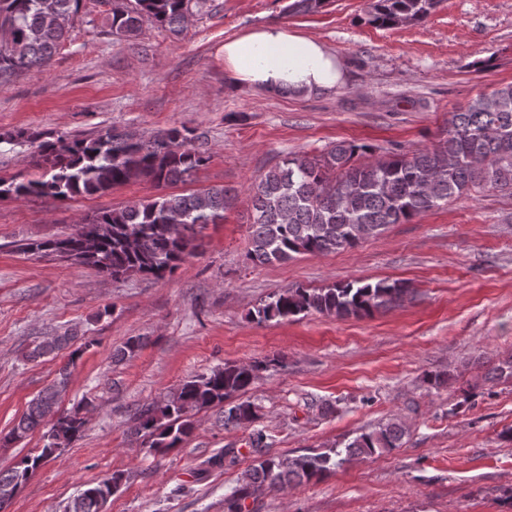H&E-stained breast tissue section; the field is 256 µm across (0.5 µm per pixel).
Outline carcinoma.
<instances>
[{
	"instance_id": "1",
	"label": "carcinoma",
	"mask_w": 512,
	"mask_h": 512,
	"mask_svg": "<svg viewBox=\"0 0 512 512\" xmlns=\"http://www.w3.org/2000/svg\"><path fill=\"white\" fill-rule=\"evenodd\" d=\"M81 0H0V85L25 69L43 68L68 38V26L51 20L78 14ZM326 0H292L293 13L314 12ZM435 0H370L367 23L393 28L426 18ZM204 13L208 0H116L112 33L135 39L149 19L180 35L190 8ZM46 164L38 178H0V197L30 196L67 199L102 194L142 177L159 186L175 184L205 166L210 156L192 144V131L171 128L152 140L108 129L91 139L63 138L45 142ZM372 153L366 144L339 142L320 155L295 154L269 170L252 188L254 221L250 224V257L261 265L283 263L296 254H323L353 248L390 224H406L421 214L465 194L475 185L512 186V84L478 94L468 106L451 113L443 137L431 151L388 153L358 163ZM233 196L222 187L188 195H158L122 208L97 213L79 229L61 238L20 245L24 253L49 252L97 268L114 279L141 275L163 279L192 254L197 230L224 219ZM409 288L388 279L353 280L329 288L300 286L280 290L250 313L259 323L317 312L337 318L363 317L400 302ZM72 334L50 336L26 358L35 361L60 350ZM263 368L260 362L229 365L182 384L166 401L141 407L131 433L149 447H179L194 430L193 413L224 405V426L257 419L245 394ZM69 366L56 382L30 401L18 423L0 440L25 437L55 409L68 383ZM85 426L81 409L61 414L45 434L39 454L23 457L0 471V487H21L56 451L78 440ZM405 427L399 420L382 424L351 439L344 450L306 452L278 458L264 452L267 436L250 437L253 464L241 485L224 498V512H242L243 502L260 490L281 491L290 484L310 483L347 460L371 458L402 447ZM99 486L84 489L66 512H103L108 501L95 495Z\"/></svg>"
}]
</instances>
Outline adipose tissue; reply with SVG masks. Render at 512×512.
Returning <instances> with one entry per match:
<instances>
[{
	"instance_id": "adipose-tissue-1",
	"label": "adipose tissue",
	"mask_w": 512,
	"mask_h": 512,
	"mask_svg": "<svg viewBox=\"0 0 512 512\" xmlns=\"http://www.w3.org/2000/svg\"><path fill=\"white\" fill-rule=\"evenodd\" d=\"M224 69L237 87L321 94L344 84L340 58L318 38L268 23L224 43Z\"/></svg>"
}]
</instances>
